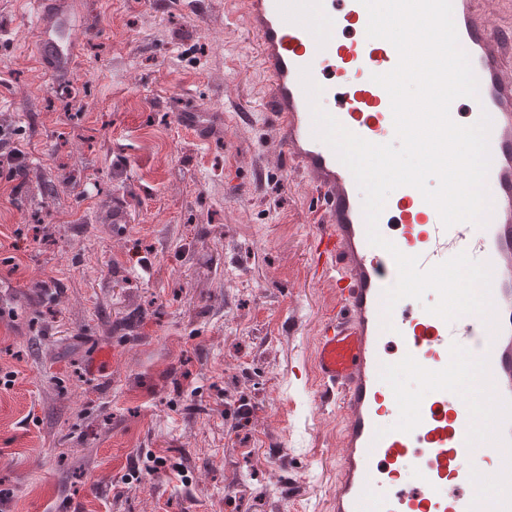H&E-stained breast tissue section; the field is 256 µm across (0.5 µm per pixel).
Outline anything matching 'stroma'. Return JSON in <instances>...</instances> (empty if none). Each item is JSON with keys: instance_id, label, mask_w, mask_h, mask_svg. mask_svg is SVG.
<instances>
[{"instance_id": "stroma-1", "label": "stroma", "mask_w": 512, "mask_h": 512, "mask_svg": "<svg viewBox=\"0 0 512 512\" xmlns=\"http://www.w3.org/2000/svg\"><path fill=\"white\" fill-rule=\"evenodd\" d=\"M69 78L0 0V512H328L316 193L241 0H72ZM187 109L222 110L203 141Z\"/></svg>"}]
</instances>
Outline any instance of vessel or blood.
<instances>
[{"label": "vessel or blood", "mask_w": 512, "mask_h": 512, "mask_svg": "<svg viewBox=\"0 0 512 512\" xmlns=\"http://www.w3.org/2000/svg\"><path fill=\"white\" fill-rule=\"evenodd\" d=\"M38 17L34 52L48 73L74 65L82 26L69 0H30ZM461 48L478 80L464 117L489 114L492 201L484 226L444 228L437 210L411 186L392 191L379 230L426 270L459 252L493 271L496 330L477 315L445 322L411 299L399 301L392 329L382 327L383 292L397 280L389 252L370 245L362 195L351 171L313 135L302 71L322 89L338 122L360 137L385 143L394 132L390 97L371 79L392 70L391 43L366 36L360 0H244L267 77L264 104L285 156L317 192L318 264L335 290L336 310L318 340L315 368L323 395L344 419L342 463L333 512H512V30L490 29L481 0H452ZM184 125L208 139L215 116L186 110ZM425 381L417 395L390 390L398 368ZM494 455L491 471L477 465ZM412 482H402L407 469Z\"/></svg>", "instance_id": "b4317fda"}]
</instances>
